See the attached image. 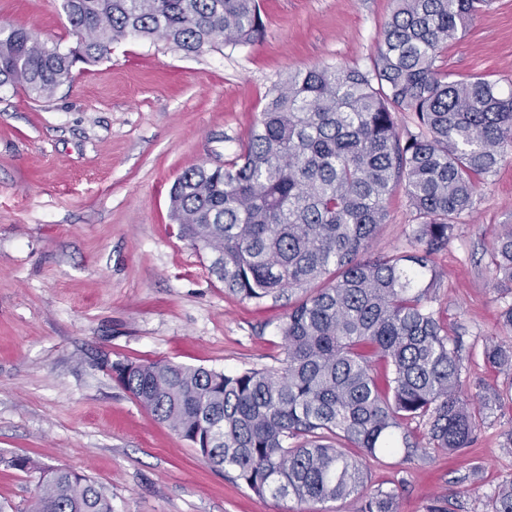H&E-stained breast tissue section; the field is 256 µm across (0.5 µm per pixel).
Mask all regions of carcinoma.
Masks as SVG:
<instances>
[{"mask_svg":"<svg viewBox=\"0 0 512 512\" xmlns=\"http://www.w3.org/2000/svg\"><path fill=\"white\" fill-rule=\"evenodd\" d=\"M489 0H394L373 72L322 65L290 71L235 157L184 171L170 190L181 238L241 300L277 301L312 288L279 327L277 367L224 373L168 360L112 363V376L210 465L259 496L302 503L352 500L356 512H396L395 494L366 495L367 460L395 446L420 451L407 424L428 425L433 448H468L481 408L461 396L458 341L425 305L435 256L476 184L512 151V93L481 77L452 79L439 53ZM76 46L0 26V87L41 98L76 63H96L128 38H160L186 54L264 31L259 0H63ZM416 130L401 132L397 113ZM403 187L420 224L414 248L366 256ZM494 266L512 288V225ZM486 362L512 371L493 344ZM27 512H112L88 477L44 469ZM488 512H512V484Z\"/></svg>","mask_w":512,"mask_h":512,"instance_id":"obj_1","label":"carcinoma"}]
</instances>
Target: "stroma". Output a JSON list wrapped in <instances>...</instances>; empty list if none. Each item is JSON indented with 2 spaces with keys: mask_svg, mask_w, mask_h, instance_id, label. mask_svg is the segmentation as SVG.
Instances as JSON below:
<instances>
[{
  "mask_svg": "<svg viewBox=\"0 0 512 512\" xmlns=\"http://www.w3.org/2000/svg\"><path fill=\"white\" fill-rule=\"evenodd\" d=\"M263 37L199 55L127 39L110 58L76 64L48 99L0 87V512H26L41 467L91 477L113 512H355L259 496L212 469L115 379L112 361L168 359L217 371L276 365L288 301L229 296L205 255L177 234L169 192L186 169L224 165L288 72L329 64L369 71L393 0H260ZM0 24L75 44L61 0H0ZM439 69L512 91V0H491ZM371 241L376 256L411 247L418 222L402 189ZM512 225V152L476 187L436 257L428 306L462 344L463 389L488 400L470 447L370 460L369 490L398 512H487L512 481V372L484 351L512 349L497 321L512 292L494 280L495 240ZM16 457L34 470L11 466Z\"/></svg>",
  "mask_w": 512,
  "mask_h": 512,
  "instance_id": "1",
  "label": "stroma"
}]
</instances>
